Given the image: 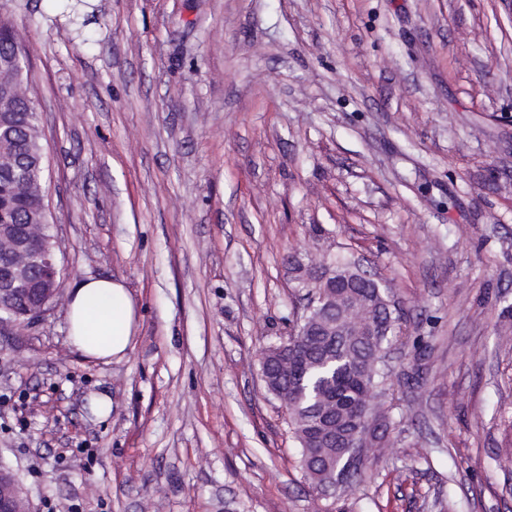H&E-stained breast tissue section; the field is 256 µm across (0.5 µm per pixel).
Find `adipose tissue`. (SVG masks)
Returning a JSON list of instances; mask_svg holds the SVG:
<instances>
[{
	"label": "adipose tissue",
	"instance_id": "adipose-tissue-1",
	"mask_svg": "<svg viewBox=\"0 0 512 512\" xmlns=\"http://www.w3.org/2000/svg\"><path fill=\"white\" fill-rule=\"evenodd\" d=\"M70 343L83 357L121 360L132 341L134 302L125 285L109 277H89L68 294Z\"/></svg>",
	"mask_w": 512,
	"mask_h": 512
}]
</instances>
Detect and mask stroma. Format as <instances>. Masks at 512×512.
Returning <instances> with one entry per match:
<instances>
[{
  "mask_svg": "<svg viewBox=\"0 0 512 512\" xmlns=\"http://www.w3.org/2000/svg\"><path fill=\"white\" fill-rule=\"evenodd\" d=\"M0 0L30 73L64 288L122 280V360L67 303L0 344V464L36 512H512L506 0ZM391 290L389 439L317 497L260 354L289 259ZM111 400L92 412L93 397Z\"/></svg>",
  "mask_w": 512,
  "mask_h": 512,
  "instance_id": "35a3bbf8",
  "label": "stroma"
}]
</instances>
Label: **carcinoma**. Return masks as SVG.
I'll use <instances>...</instances> for the list:
<instances>
[{
	"mask_svg": "<svg viewBox=\"0 0 512 512\" xmlns=\"http://www.w3.org/2000/svg\"><path fill=\"white\" fill-rule=\"evenodd\" d=\"M18 41L11 20L0 16V225L35 224L41 246L54 249L45 179L46 151L36 111L24 99L19 73L8 65ZM303 288H322L327 305L314 304L297 323L298 341L268 348L260 361L269 392L288 399V415L301 447V462L312 487L346 468L350 488L359 468L341 439L386 418L382 392L387 381L384 355L397 321L390 289L345 260L296 261Z\"/></svg>",
	"mask_w": 512,
	"mask_h": 512,
	"instance_id": "1",
	"label": "carcinoma"
}]
</instances>
